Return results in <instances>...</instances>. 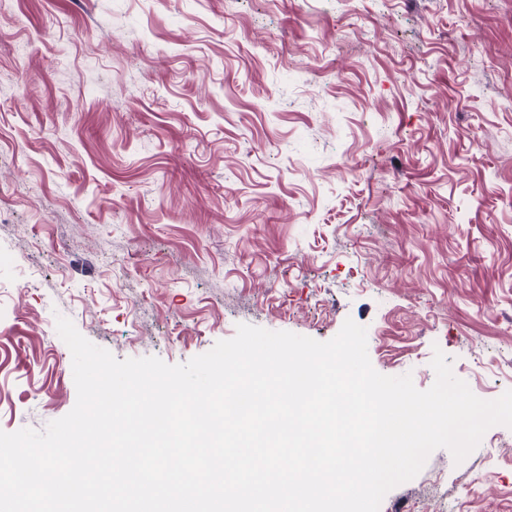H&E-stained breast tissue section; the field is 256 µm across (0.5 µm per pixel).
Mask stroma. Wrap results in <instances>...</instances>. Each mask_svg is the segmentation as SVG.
<instances>
[{
    "instance_id": "1",
    "label": "stroma",
    "mask_w": 512,
    "mask_h": 512,
    "mask_svg": "<svg viewBox=\"0 0 512 512\" xmlns=\"http://www.w3.org/2000/svg\"><path fill=\"white\" fill-rule=\"evenodd\" d=\"M60 315L171 365L350 318L512 389V0H0V431L74 407ZM379 512H512V428Z\"/></svg>"
}]
</instances>
